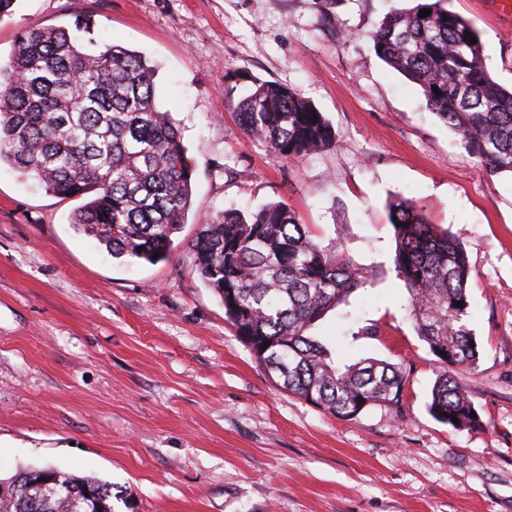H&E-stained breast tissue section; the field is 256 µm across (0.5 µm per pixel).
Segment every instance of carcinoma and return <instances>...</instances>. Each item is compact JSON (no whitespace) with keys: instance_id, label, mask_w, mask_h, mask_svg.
I'll use <instances>...</instances> for the list:
<instances>
[{"instance_id":"carcinoma-1","label":"carcinoma","mask_w":512,"mask_h":512,"mask_svg":"<svg viewBox=\"0 0 512 512\" xmlns=\"http://www.w3.org/2000/svg\"><path fill=\"white\" fill-rule=\"evenodd\" d=\"M414 2L369 34L375 54L420 88L484 171L512 174V90L490 76L480 32L447 0ZM424 9L431 14L421 18ZM90 30L77 22L73 30L20 31L0 62V163L62 200L81 201L72 226L112 257L162 261L190 205L192 165L171 113L157 102L153 66L137 51L80 36ZM251 83L236 105L249 138L287 161L335 144L328 120L296 89ZM388 220L414 328L447 368L429 411L455 429L476 428L481 418L471 417L476 408L455 376L479 359L468 328L466 249L413 198L393 202ZM190 251L200 278L224 299L225 320L279 386L334 416L399 412L400 367L377 360L337 367L309 335L367 272L324 248L287 203L226 209L206 221ZM0 512H112V485L55 468L19 470L0 477Z\"/></svg>"}]
</instances>
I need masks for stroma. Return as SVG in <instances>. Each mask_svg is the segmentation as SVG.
<instances>
[{
	"mask_svg": "<svg viewBox=\"0 0 512 512\" xmlns=\"http://www.w3.org/2000/svg\"><path fill=\"white\" fill-rule=\"evenodd\" d=\"M410 0H20V27L94 19L142 53L194 169L167 260L115 259L60 200L0 167V475L51 467L112 485V512H512V176L489 175L368 39ZM512 86V19L448 0ZM238 70L295 88L335 146L274 157L243 133ZM414 197L467 249L478 367L460 373L481 417L427 409L441 366L393 271L389 205ZM283 201L322 245L368 273L312 329L338 364L405 374L401 415L335 417L281 390L224 319L188 245L216 213Z\"/></svg>",
	"mask_w": 512,
	"mask_h": 512,
	"instance_id": "35a3bbf8",
	"label": "stroma"
}]
</instances>
